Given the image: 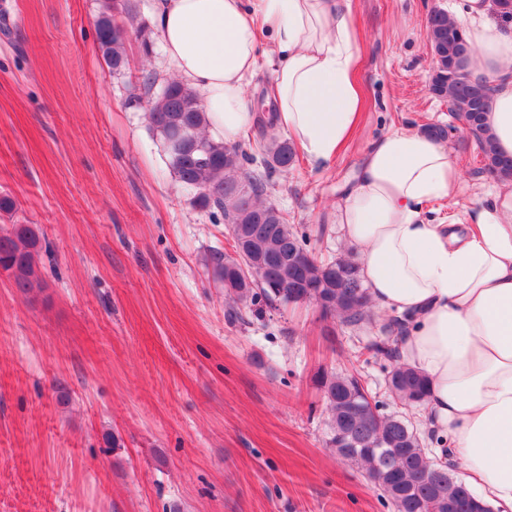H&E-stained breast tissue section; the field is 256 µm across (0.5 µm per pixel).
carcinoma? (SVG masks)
<instances>
[{
    "label": "carcinoma",
    "instance_id": "carcinoma-1",
    "mask_svg": "<svg viewBox=\"0 0 512 512\" xmlns=\"http://www.w3.org/2000/svg\"><path fill=\"white\" fill-rule=\"evenodd\" d=\"M121 8L127 14L132 11L128 3L108 0L95 21L98 49L113 71L129 67L126 30L115 19ZM427 30L435 95L448 100L450 111L473 137L484 170L498 180H511L512 159L499 156L484 123L491 106L490 88L465 69L471 47L461 28L443 9L429 15ZM149 119L181 186L195 194L199 207L224 217L232 253L215 251L208 265L233 304L276 307L313 302L323 315L334 316L351 328L361 330L372 324L367 289L355 260H317L296 266L294 257L307 250L310 234L288 223L284 213L277 219L260 220L272 174L293 162L294 151L288 142L270 140L263 145L264 170L244 171V157L237 148L202 134L205 113L198 93L178 81L165 82L149 98ZM246 184L250 190L244 192ZM37 246L36 233L26 224H14L0 234V268L11 272L21 291L33 287L36 280ZM395 342L391 335L381 336L369 341L365 349L372 358L387 362L383 369L391 395L407 410L422 408L428 380L401 363ZM320 386L334 422L332 447L364 471L394 512H492V506L458 477L455 468L431 457L407 415L379 412V404L369 400L359 374L325 375Z\"/></svg>",
    "mask_w": 512,
    "mask_h": 512
}]
</instances>
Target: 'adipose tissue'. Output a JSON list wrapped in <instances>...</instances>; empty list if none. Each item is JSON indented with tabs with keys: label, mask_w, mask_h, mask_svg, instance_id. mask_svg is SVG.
Segmentation results:
<instances>
[{
	"label": "adipose tissue",
	"mask_w": 512,
	"mask_h": 512,
	"mask_svg": "<svg viewBox=\"0 0 512 512\" xmlns=\"http://www.w3.org/2000/svg\"><path fill=\"white\" fill-rule=\"evenodd\" d=\"M448 15L486 79L496 151L512 156V23L493 0H452ZM153 27L178 79L200 95L209 135L238 141L258 119L248 95L263 54L276 65L266 105L275 129L317 164L358 123V46L350 0H154ZM461 172L424 131H393L368 148L336 204L371 303L405 319L403 363L425 375V408L464 482L512 512V181L461 224L424 207L452 198Z\"/></svg>",
	"instance_id": "obj_1"
}]
</instances>
